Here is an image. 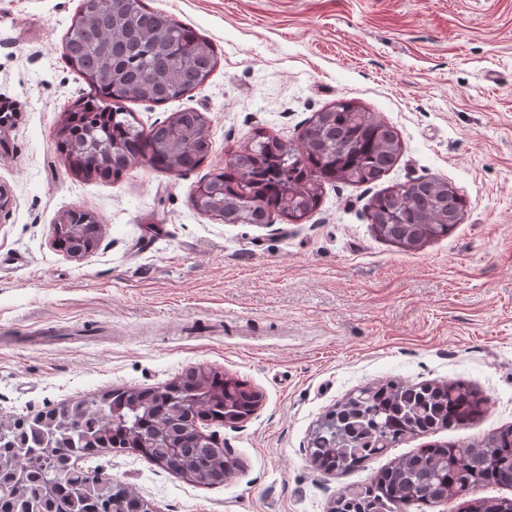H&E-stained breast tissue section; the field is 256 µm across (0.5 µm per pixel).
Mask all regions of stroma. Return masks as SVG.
Masks as SVG:
<instances>
[{
    "label": "stroma",
    "mask_w": 512,
    "mask_h": 512,
    "mask_svg": "<svg viewBox=\"0 0 512 512\" xmlns=\"http://www.w3.org/2000/svg\"><path fill=\"white\" fill-rule=\"evenodd\" d=\"M214 44L186 96L134 102L143 127L200 112L211 150L175 175L74 176L56 148L86 90L63 56L81 0H0V417H31L115 388H153L192 366L247 381L259 408L203 425L238 467L191 483L134 452L88 468L151 512H329L345 487L433 442L468 446L512 425V0H147ZM350 99L393 126L401 154L378 182L323 187L308 218L227 224L192 192L256 129L297 144L309 118ZM448 181L467 210L415 250L378 239L379 191ZM91 214L96 249L52 245L65 210ZM461 382L490 401L459 429L406 437L365 468L316 470L317 424L360 387Z\"/></svg>",
    "instance_id": "obj_1"
}]
</instances>
